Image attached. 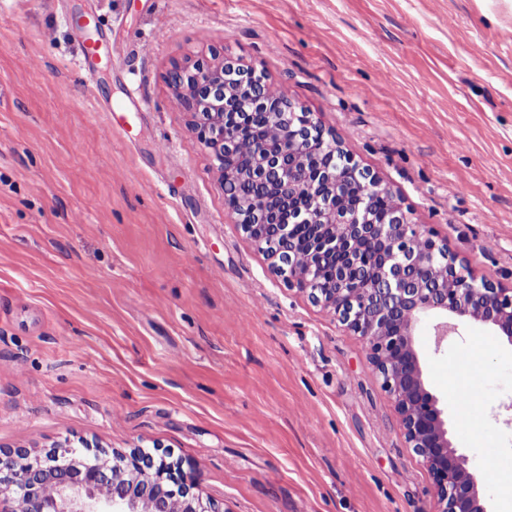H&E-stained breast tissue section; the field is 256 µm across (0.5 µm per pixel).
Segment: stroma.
<instances>
[{"instance_id": "35a3bbf8", "label": "stroma", "mask_w": 512, "mask_h": 512, "mask_svg": "<svg viewBox=\"0 0 512 512\" xmlns=\"http://www.w3.org/2000/svg\"><path fill=\"white\" fill-rule=\"evenodd\" d=\"M89 13L111 53L88 74ZM216 51L313 112L462 273L512 286V0H0V449L162 453L220 512H433L364 342L225 212L166 82ZM416 347L503 512L512 347L481 324Z\"/></svg>"}]
</instances>
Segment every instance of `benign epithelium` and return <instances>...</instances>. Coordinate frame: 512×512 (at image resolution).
Returning a JSON list of instances; mask_svg holds the SVG:
<instances>
[{"label":"benign epithelium","instance_id":"1","mask_svg":"<svg viewBox=\"0 0 512 512\" xmlns=\"http://www.w3.org/2000/svg\"><path fill=\"white\" fill-rule=\"evenodd\" d=\"M167 83L221 185L249 179L284 193L261 216L238 202L225 210L289 287L364 340L406 447L431 476L437 512H491L468 457L453 445L447 406L426 382L415 338L429 323L440 347L477 323L512 346V288L461 273L447 242L412 223L400 198L359 167L313 113L289 99L268 111L277 89L256 68L215 55L174 65ZM243 91L249 113H263L285 133L275 146L260 143L247 161L233 151ZM338 159L364 193L350 209L336 203ZM384 195L394 205L379 223L374 202ZM27 457L23 448L0 450V498L15 503L9 512H219L210 500L177 490L180 478L165 457L137 448L107 458L66 441L44 460Z\"/></svg>","mask_w":512,"mask_h":512}]
</instances>
